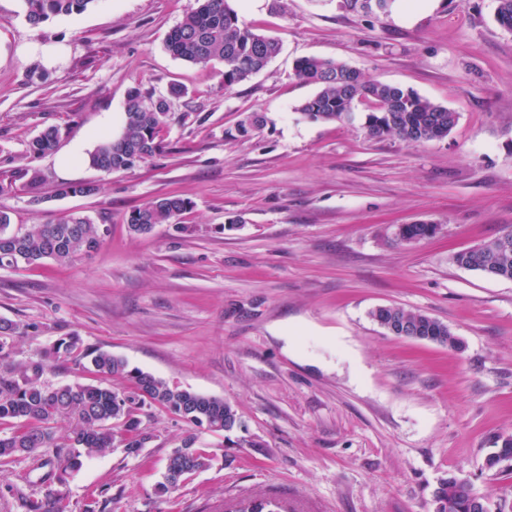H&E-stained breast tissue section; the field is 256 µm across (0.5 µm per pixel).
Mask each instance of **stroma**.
I'll use <instances>...</instances> for the list:
<instances>
[{
  "instance_id": "1",
  "label": "stroma",
  "mask_w": 512,
  "mask_h": 512,
  "mask_svg": "<svg viewBox=\"0 0 512 512\" xmlns=\"http://www.w3.org/2000/svg\"><path fill=\"white\" fill-rule=\"evenodd\" d=\"M496 5L394 0L382 15L339 0H233L281 51L228 89L222 64L188 65L166 49L197 0H92L38 26L21 0H0V206L16 226L78 211L107 229L90 257L0 269L12 358L76 336L228 401L244 424L197 433L212 466L161 495L166 460L193 430L144 408L141 455L115 447L85 459L67 478L69 512L91 500L99 512H229L262 495L286 512H434L451 474L489 512H512V467L485 468L495 439L512 436V281L451 260L512 226V33ZM36 44L60 47L59 61L32 57ZM311 56L414 90L458 123L413 144L307 121L296 107L316 88L294 65ZM173 82L188 93L170 102L160 155L127 172L78 162L61 172L57 154L92 148L131 86L159 96ZM254 114L262 125L240 135ZM51 126L56 153L30 155L28 141ZM28 170L42 177L37 191ZM66 181L96 190L56 196ZM169 194L193 203L182 224L129 231L130 210ZM418 222L437 234L392 243L395 225ZM385 305L447 324L462 348L389 334L369 316ZM48 471L27 457L0 463V512L44 498Z\"/></svg>"
}]
</instances>
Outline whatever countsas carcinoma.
<instances>
[{
	"instance_id": "1",
	"label": "carcinoma",
	"mask_w": 512,
	"mask_h": 512,
	"mask_svg": "<svg viewBox=\"0 0 512 512\" xmlns=\"http://www.w3.org/2000/svg\"><path fill=\"white\" fill-rule=\"evenodd\" d=\"M26 20L40 25L60 15H79L93 0H22ZM195 12L174 27L166 48L175 58L193 65L218 61L224 65V88L230 89L261 72L278 55L277 40L254 32L239 19L228 0H198ZM496 21L512 32V0H497ZM295 74L318 91L304 100L296 111L311 122H348L360 112L361 126L371 139L398 138L410 143L443 139L458 121L457 113L435 104L411 90L367 78L345 63L320 57L295 62ZM186 93L180 84L169 87V97H154L138 87L131 88L124 103L122 130L116 137H103L87 152L89 167L106 173L131 170L160 154L163 133L172 121L168 98ZM59 131L48 127L28 142L27 150L41 156L56 150ZM95 186L86 182L59 185L57 195H87ZM191 210V202L178 195L157 198L132 210L126 224L143 234L149 226L180 224ZM11 215L0 209V269L21 264L34 265L44 259L64 264L89 256L101 244L104 229L89 217L67 213L46 224H30L21 232H7ZM433 224H399L392 233L396 244L433 237ZM452 261L459 267L497 280H512V227L496 237L458 251ZM380 327L393 326L398 336H419L450 348L460 346L448 325L428 314L399 306H380L370 312ZM15 327L0 321V360L10 358L9 338ZM70 358L78 364L88 360L90 370L129 385L116 391L103 384L73 383L52 387L43 380L48 363ZM149 404L212 433L231 432L242 427L236 409L221 398L172 386L165 380L137 368L110 352L82 346L76 336L61 338L39 359L11 362L0 375V424L15 430L0 437V461L17 457L39 458L52 454L53 478L65 485L67 477L82 466V457L93 456L116 445L126 455L137 457L148 435L141 427L138 411ZM69 426L66 441H59L56 425ZM198 436L184 437L172 450L176 468L168 465L158 491L170 493L193 474L211 466L212 457L197 446ZM512 462V437H499L486 458V468L498 470ZM470 490L450 475L434 491L436 512H471ZM282 505L274 496L248 498L232 512H258L260 505Z\"/></svg>"
}]
</instances>
